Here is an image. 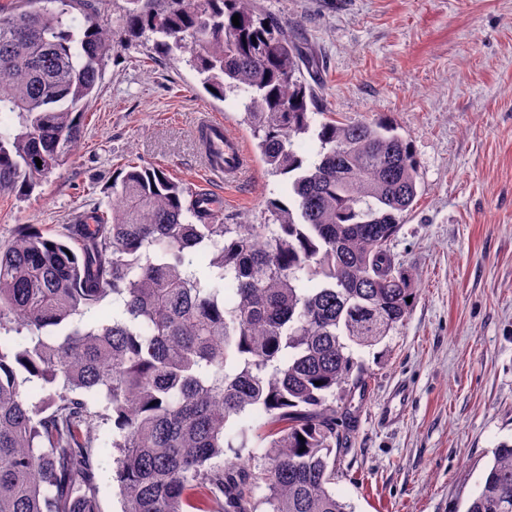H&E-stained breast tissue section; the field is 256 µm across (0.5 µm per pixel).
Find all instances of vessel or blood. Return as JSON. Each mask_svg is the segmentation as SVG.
<instances>
[{
	"label": "vessel or blood",
	"mask_w": 512,
	"mask_h": 512,
	"mask_svg": "<svg viewBox=\"0 0 512 512\" xmlns=\"http://www.w3.org/2000/svg\"><path fill=\"white\" fill-rule=\"evenodd\" d=\"M195 134L203 140L204 175L216 185L238 183L251 168V161L239 136L229 132L223 121L207 112L197 116ZM409 400V389L400 385L394 388L389 402L380 411L383 422L390 423L399 418Z\"/></svg>",
	"instance_id": "1"
}]
</instances>
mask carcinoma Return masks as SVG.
<instances>
[{"instance_id":"carcinoma-1","label":"carcinoma","mask_w":512,"mask_h":512,"mask_svg":"<svg viewBox=\"0 0 512 512\" xmlns=\"http://www.w3.org/2000/svg\"><path fill=\"white\" fill-rule=\"evenodd\" d=\"M127 3L130 32L240 100L288 197L268 200L264 224H226L211 198L131 161L112 204L59 238L21 224L0 241V512H99L91 396L112 421L122 512H351L330 490L336 398L364 385L352 346L382 342L413 307L392 251L418 197L411 142L329 115L304 78L314 59L254 0ZM90 10L0 9V114L18 120L0 126V191L28 195L81 139L112 53ZM309 132L308 163L293 144ZM108 296L112 319L85 318ZM253 410L258 465L235 426ZM466 512H512V445Z\"/></svg>"}]
</instances>
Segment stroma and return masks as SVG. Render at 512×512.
Segmentation results:
<instances>
[{
  "label": "stroma",
  "mask_w": 512,
  "mask_h": 512,
  "mask_svg": "<svg viewBox=\"0 0 512 512\" xmlns=\"http://www.w3.org/2000/svg\"><path fill=\"white\" fill-rule=\"evenodd\" d=\"M114 50L82 138L32 193L0 194V240L21 224L58 234L104 204L129 160L205 186L197 112L251 132L235 97L217 99L185 61L134 38L126 0H95ZM319 62L330 111L393 122L420 166L419 195L393 249L412 274L408 318L374 347H353L367 374L336 409L347 429L330 489L354 512H465L494 449L512 442V0H255ZM228 224H260L287 180L255 161L235 187L214 186ZM410 387L399 420L378 414ZM112 425L94 445L100 512H121Z\"/></svg>",
  "instance_id": "stroma-1"
}]
</instances>
